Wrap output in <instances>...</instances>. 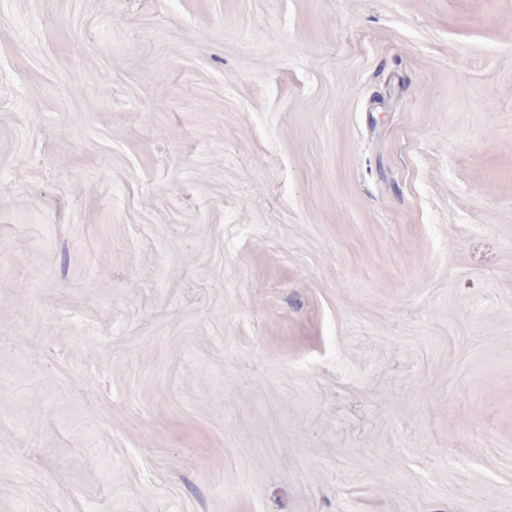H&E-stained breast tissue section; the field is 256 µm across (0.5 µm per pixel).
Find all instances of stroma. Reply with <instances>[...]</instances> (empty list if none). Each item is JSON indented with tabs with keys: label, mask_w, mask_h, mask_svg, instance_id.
Segmentation results:
<instances>
[{
	"label": "stroma",
	"mask_w": 512,
	"mask_h": 512,
	"mask_svg": "<svg viewBox=\"0 0 512 512\" xmlns=\"http://www.w3.org/2000/svg\"><path fill=\"white\" fill-rule=\"evenodd\" d=\"M0 512H512V0H0Z\"/></svg>",
	"instance_id": "obj_1"
}]
</instances>
